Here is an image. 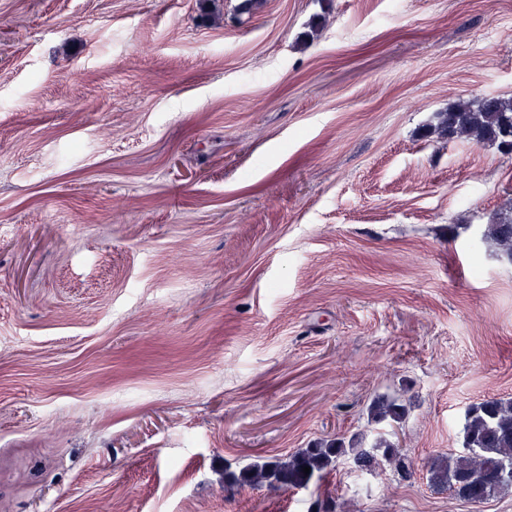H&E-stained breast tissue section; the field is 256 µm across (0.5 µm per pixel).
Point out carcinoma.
<instances>
[{
    "mask_svg": "<svg viewBox=\"0 0 512 512\" xmlns=\"http://www.w3.org/2000/svg\"><path fill=\"white\" fill-rule=\"evenodd\" d=\"M436 123L430 132L437 138L467 141L475 144L512 147V97L484 96L473 101H460L435 115ZM482 241L495 248L497 255L512 264V209L498 214L487 225ZM401 416V405L394 400L377 402L371 408V419L377 423L396 422ZM375 448L383 458L397 465L403 464L398 450L381 438ZM463 451L451 455L444 467L433 471V476L444 480L448 490L457 494V485L480 474H498L507 477L486 484L471 483L470 494L481 502L512 491V399L490 398L472 405L465 416L462 429ZM355 454L357 459L372 462L367 451L342 443L326 448H304L284 461L255 463L243 469L235 482L260 485L274 483L285 490L305 487L317 478L322 480L327 470L340 457ZM311 468L304 474L303 467Z\"/></svg>",
    "mask_w": 512,
    "mask_h": 512,
    "instance_id": "carcinoma-1",
    "label": "carcinoma"
}]
</instances>
